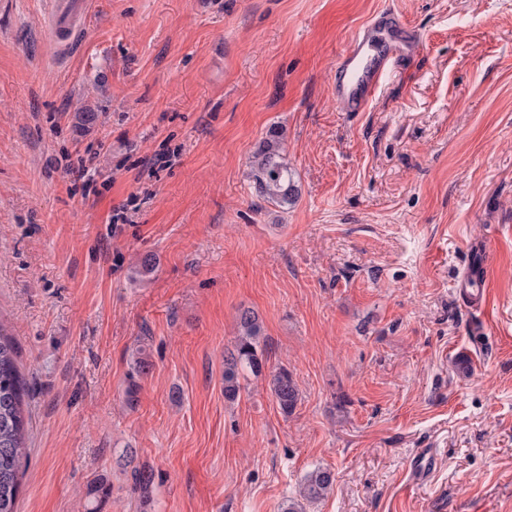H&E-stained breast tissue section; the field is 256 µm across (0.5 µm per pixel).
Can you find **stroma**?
<instances>
[{
    "label": "stroma",
    "mask_w": 512,
    "mask_h": 512,
    "mask_svg": "<svg viewBox=\"0 0 512 512\" xmlns=\"http://www.w3.org/2000/svg\"><path fill=\"white\" fill-rule=\"evenodd\" d=\"M386 8L424 49L345 111L337 57ZM49 11L0 0V320L30 389L17 512H280L318 467L334 489L304 512H512V0H92L66 54ZM273 128L284 207L251 177ZM480 251L475 312L459 284ZM244 309L265 365L230 401ZM488 288V263H485L462 280L459 292L469 308L480 311L486 304ZM272 393L283 413L289 414L295 408L299 392L287 368H279L272 377Z\"/></svg>",
    "instance_id": "obj_1"
}]
</instances>
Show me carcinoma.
<instances>
[{
    "instance_id": "1",
    "label": "carcinoma",
    "mask_w": 512,
    "mask_h": 512,
    "mask_svg": "<svg viewBox=\"0 0 512 512\" xmlns=\"http://www.w3.org/2000/svg\"><path fill=\"white\" fill-rule=\"evenodd\" d=\"M251 174L256 192L267 201L279 206L295 201L296 189L285 160L284 139L277 129H270L253 152ZM261 336L259 317L251 310L241 311L234 350L224 359L225 398H236L240 370L247 368L254 375L261 373L264 355ZM272 393L283 413L293 411L299 392L288 369L281 367L273 374ZM26 394L12 333L0 322V512H16L21 468L27 457ZM334 482L329 469L317 468L305 477L298 496L309 502L323 499L333 491Z\"/></svg>"
}]
</instances>
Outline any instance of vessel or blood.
Listing matches in <instances>:
<instances>
[{"instance_id": "vessel-or-blood-1", "label": "vessel or blood", "mask_w": 512, "mask_h": 512, "mask_svg": "<svg viewBox=\"0 0 512 512\" xmlns=\"http://www.w3.org/2000/svg\"><path fill=\"white\" fill-rule=\"evenodd\" d=\"M89 11L90 0H53V32L61 49L72 48ZM421 50L419 34L400 14L391 9L376 13L356 31L339 58L332 76L337 100L346 111H365L395 70ZM488 288V268L483 265L462 280L460 294L469 308L479 311L486 304Z\"/></svg>"}]
</instances>
